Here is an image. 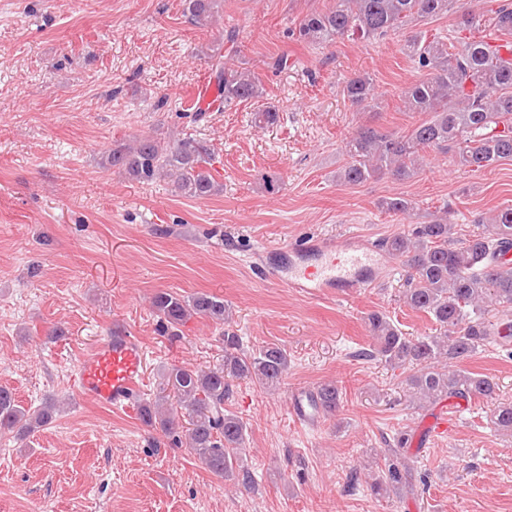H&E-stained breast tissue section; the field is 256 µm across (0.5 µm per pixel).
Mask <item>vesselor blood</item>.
<instances>
[{"label":"vessel or blood","mask_w":512,"mask_h":512,"mask_svg":"<svg viewBox=\"0 0 512 512\" xmlns=\"http://www.w3.org/2000/svg\"><path fill=\"white\" fill-rule=\"evenodd\" d=\"M256 264L263 276L281 287L311 298H344L373 284L381 260L359 236L340 244L329 238L304 237L258 253ZM145 363L142 342L125 327H112L75 361L73 389L101 406L135 413ZM290 412L297 424L306 427H316L320 420L315 396L309 391H293Z\"/></svg>","instance_id":"b4317fda"}]
</instances>
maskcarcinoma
I'll return each mask as SVG.
<instances>
[{"instance_id": "1", "label": "carcinoma", "mask_w": 512, "mask_h": 512, "mask_svg": "<svg viewBox=\"0 0 512 512\" xmlns=\"http://www.w3.org/2000/svg\"><path fill=\"white\" fill-rule=\"evenodd\" d=\"M223 0H182L183 14L197 25H207ZM460 0H334L323 12H311L300 21L298 37L324 47L358 35L366 39L384 37L403 26L448 14ZM489 23L503 36L512 37V3H502L489 19L462 14V29ZM407 56L429 77L409 86L402 94L405 107L428 118L406 133H391L362 126L345 142L347 162L338 179L360 185L375 177L390 175L398 181L417 173L418 161L429 149L453 153L458 167L478 171L503 159H512V60L482 40L458 38L457 44L432 39L416 32L403 46ZM221 93L218 111L247 100L258 99L264 87L257 75L242 66L240 51L224 55L215 46L205 53ZM344 95L354 105L373 107L374 87L370 77L347 80ZM214 151L190 139L165 140L145 135L133 145L112 149L104 165L141 182L167 178L174 191L203 199L219 191L207 164ZM378 207L394 215H408L411 200L387 197ZM454 224L444 216L428 224H413L410 230L384 241L393 257L404 259L409 274L404 296L407 304L427 313L439 326V335L410 338L385 314L368 318L374 339L365 356L378 359L406 373L402 384L413 402L433 405L444 400H464L472 405L495 400L494 378L460 368V364L489 345L502 348L512 343V207L501 209L482 232L453 242ZM161 323L177 327L198 315L219 324L230 320L231 311L216 295L191 297L159 292L152 299ZM288 370L287 350L268 344L248 354L235 334L224 331L223 363L208 370L173 367L165 375L172 399L144 404L140 416L160 430L174 445H186L209 471L243 485L252 482L241 465L247 424L224 407L232 395V381L247 379L264 389L276 388ZM320 410L334 413L341 395L333 383L316 390ZM53 406L26 409L16 402L13 391L0 386V431L18 429L27 436L46 426ZM186 425L177 421L179 411ZM491 422L512 433V403L498 404ZM411 442L408 433L395 438L394 462L371 476V490L387 494L405 483L396 460Z\"/></svg>"}]
</instances>
